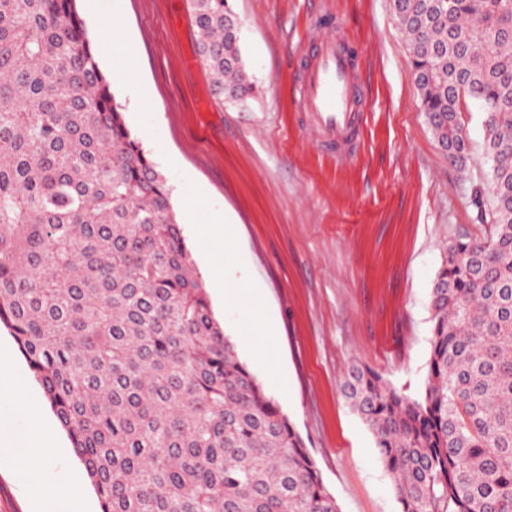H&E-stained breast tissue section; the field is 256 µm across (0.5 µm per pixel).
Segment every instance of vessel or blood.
Returning a JSON list of instances; mask_svg holds the SVG:
<instances>
[{
    "label": "vessel or blood",
    "instance_id": "b4317fda",
    "mask_svg": "<svg viewBox=\"0 0 512 512\" xmlns=\"http://www.w3.org/2000/svg\"><path fill=\"white\" fill-rule=\"evenodd\" d=\"M364 95L353 62L335 36L320 39L305 71L299 104L309 129L336 152L361 123Z\"/></svg>",
    "mask_w": 512,
    "mask_h": 512
}]
</instances>
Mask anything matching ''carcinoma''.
Masks as SVG:
<instances>
[{
  "label": "carcinoma",
  "instance_id": "1",
  "mask_svg": "<svg viewBox=\"0 0 512 512\" xmlns=\"http://www.w3.org/2000/svg\"><path fill=\"white\" fill-rule=\"evenodd\" d=\"M190 4L215 93L249 98L227 0ZM394 6L438 142L467 101L484 114L490 229L437 275L422 399L359 366L343 395L402 512H512V0ZM0 325L101 512H341L214 317L75 0H0Z\"/></svg>",
  "mask_w": 512,
  "mask_h": 512
}]
</instances>
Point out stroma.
I'll list each match as a JSON object with an SVG mask.
<instances>
[{
  "label": "stroma",
  "mask_w": 512,
  "mask_h": 512,
  "mask_svg": "<svg viewBox=\"0 0 512 512\" xmlns=\"http://www.w3.org/2000/svg\"><path fill=\"white\" fill-rule=\"evenodd\" d=\"M255 91L245 104L216 97L196 53L188 0H76L126 125L171 189L190 257L253 286L216 317L240 359L279 402L303 439L341 512H400L372 434L347 406L352 366L377 371L417 399L424 392L434 321L432 289L448 245L480 237L471 190L489 182L484 115L461 114L469 159L449 161L422 108L410 50L391 0H230ZM119 30L107 32L111 19ZM332 33L353 54L366 98L360 143L339 164L306 129L297 105L314 39ZM189 188L198 222L224 217V234L197 237L183 206ZM239 261L225 265V252ZM0 350L14 380L47 399L13 338ZM62 454L40 465L13 457L24 426L0 401V512H34L42 483L78 486L93 512L99 500L67 431L47 409Z\"/></svg>",
  "instance_id": "1"
}]
</instances>
